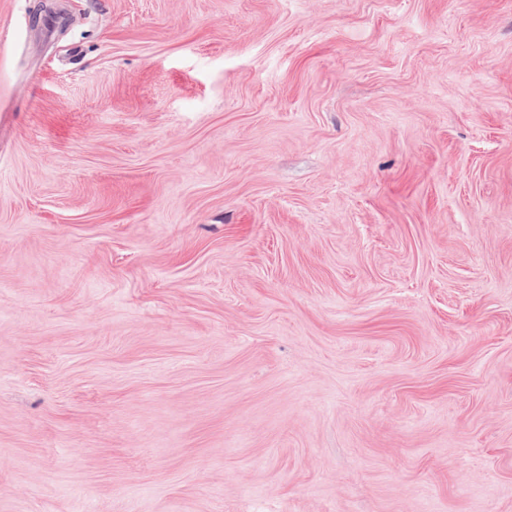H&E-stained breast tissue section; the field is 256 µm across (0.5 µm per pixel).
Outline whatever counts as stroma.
<instances>
[{
  "instance_id": "1",
  "label": "stroma",
  "mask_w": 512,
  "mask_h": 512,
  "mask_svg": "<svg viewBox=\"0 0 512 512\" xmlns=\"http://www.w3.org/2000/svg\"><path fill=\"white\" fill-rule=\"evenodd\" d=\"M0 512H512V0H0Z\"/></svg>"
}]
</instances>
